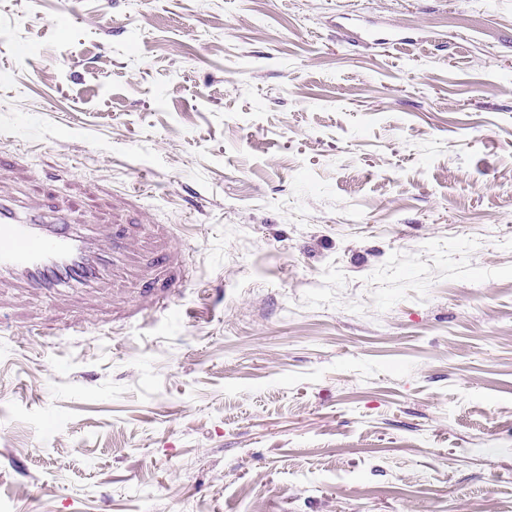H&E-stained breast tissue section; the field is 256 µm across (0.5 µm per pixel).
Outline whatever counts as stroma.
I'll return each instance as SVG.
<instances>
[{"instance_id":"stroma-1","label":"stroma","mask_w":512,"mask_h":512,"mask_svg":"<svg viewBox=\"0 0 512 512\" xmlns=\"http://www.w3.org/2000/svg\"><path fill=\"white\" fill-rule=\"evenodd\" d=\"M0 196V512H512V0H0ZM27 215L21 217L14 204L0 199V270H34L55 259H80L83 264L74 265L66 279L78 277L87 280L91 273L86 266L89 242L73 231L72 222L65 216L54 218L47 231L36 230L35 224H44L43 206L24 207ZM82 257V259H81ZM84 266V267H83Z\"/></svg>"}]
</instances>
